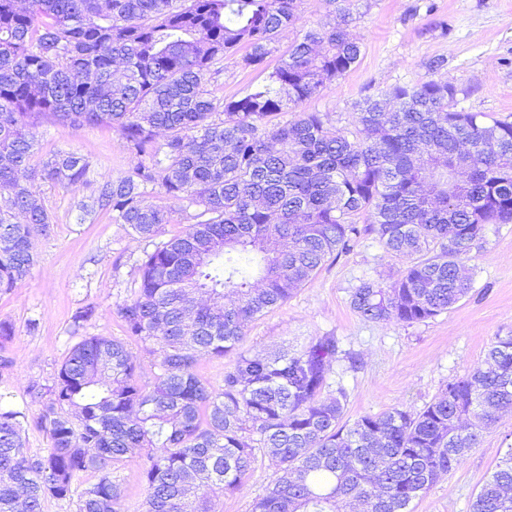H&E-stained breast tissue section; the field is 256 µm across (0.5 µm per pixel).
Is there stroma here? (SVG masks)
<instances>
[{
	"label": "stroma",
	"instance_id": "obj_1",
	"mask_svg": "<svg viewBox=\"0 0 512 512\" xmlns=\"http://www.w3.org/2000/svg\"><path fill=\"white\" fill-rule=\"evenodd\" d=\"M351 31L361 43L358 64L306 101L304 110L327 113L333 124L346 127L365 94L436 76L457 86L460 107L512 119V0H359ZM434 57L445 60L436 74L427 68ZM263 78L261 72L242 69L232 56L222 75L208 79L207 88L220 101L241 95ZM36 140V160L74 151L88 158L90 173L87 184L75 191L39 183L52 230L34 241L38 261L30 275L10 292H0V321L15 328L12 340L0 345V356L9 360L8 367L0 368V406L25 410L24 448L32 457L44 454L49 439L36 423L43 401L33 397L31 387L51 385L82 337L125 338L120 309L139 286L145 248L110 212H97L89 220L80 210L81 203L91 202L99 182L127 175L137 163L118 133L49 121L37 127ZM406 265L405 259L388 254L376 235L362 236L350 252L330 258L282 306L250 321L240 351L274 358L301 349L313 337L334 334L358 359L354 365L344 359L333 363L322 392L327 398L344 391L346 420L394 407L419 411L449 380L482 364L495 337L512 334V224L488 226L483 247L466 261L472 287L448 311L410 325L367 322L353 311L349 295L361 280L387 283ZM88 306L95 307V316L75 328V315ZM510 447L512 412H506L483 430L478 447L412 502V512H469ZM141 472L136 457L114 471L120 512H143ZM277 474L276 462L257 450L242 486L216 498L213 512H251Z\"/></svg>",
	"mask_w": 512,
	"mask_h": 512
}]
</instances>
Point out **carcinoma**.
I'll list each match as a JSON object with an SVG mask.
<instances>
[{"instance_id": "carcinoma-1", "label": "carcinoma", "mask_w": 512, "mask_h": 512, "mask_svg": "<svg viewBox=\"0 0 512 512\" xmlns=\"http://www.w3.org/2000/svg\"><path fill=\"white\" fill-rule=\"evenodd\" d=\"M303 2L0 0V291L30 274L33 240L50 231L36 184L87 183L78 153L31 164L35 128L108 126L137 165L99 183L81 211L111 212L148 245L120 315L128 336L153 345L158 369L145 386L124 341L83 337L53 384L34 388L50 440L38 457L24 449L26 412L0 408V512H43L86 471L99 477L75 512H118L112 472L136 454L145 512H212L214 497L242 485L256 444L281 474L252 512H409L512 409V335L421 411L351 424L343 391L319 398L334 362L355 363L332 334L274 359L240 353L219 390L197 373L200 355L236 350L248 321L364 233L411 263L388 284L360 282L350 306L368 322L412 324L468 294L465 260L486 226L512 223V122L456 109L453 83L366 95L352 129L301 109L361 53L348 29L354 0H326L340 21L302 30L267 70ZM241 48L238 64L265 81L217 103L206 76ZM150 187L194 208L166 242L156 238L173 210L145 203ZM227 291L236 300L224 302ZM470 512H512V448Z\"/></svg>"}]
</instances>
